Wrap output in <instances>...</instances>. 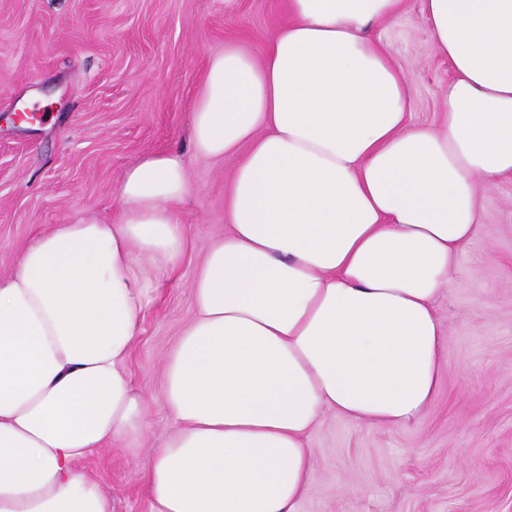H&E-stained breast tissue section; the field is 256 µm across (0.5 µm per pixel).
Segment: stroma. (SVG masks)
<instances>
[{
    "label": "stroma",
    "mask_w": 512,
    "mask_h": 512,
    "mask_svg": "<svg viewBox=\"0 0 512 512\" xmlns=\"http://www.w3.org/2000/svg\"><path fill=\"white\" fill-rule=\"evenodd\" d=\"M285 19L284 0H0V277L56 225L111 223L122 175L141 156L179 151L188 167L178 212L195 253L145 312L129 360L148 433L136 450L115 441L78 464L112 512H150L151 450L172 427L163 362L196 315L200 256L228 229L236 160L195 152L193 105L226 42L261 58ZM372 33L414 79L411 122L437 125L454 73L421 0ZM34 106L38 119H17ZM481 199L486 225L435 303L448 330L436 400L405 426L325 414L309 435L311 480L297 512H512V178Z\"/></svg>",
    "instance_id": "obj_1"
}]
</instances>
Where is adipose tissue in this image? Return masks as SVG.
<instances>
[{
    "mask_svg": "<svg viewBox=\"0 0 512 512\" xmlns=\"http://www.w3.org/2000/svg\"><path fill=\"white\" fill-rule=\"evenodd\" d=\"M455 77L437 126L370 30L404 0H287L261 61L208 65L190 138L238 164L164 364L173 426L146 472L151 512H296L328 412L419 419L446 368L434 299L484 225L478 185L512 176V0H421ZM175 152L144 155L112 223L82 218L0 277V512H112L78 470L138 441L127 368L140 321L194 250Z\"/></svg>",
    "mask_w": 512,
    "mask_h": 512,
    "instance_id": "obj_1",
    "label": "adipose tissue"
}]
</instances>
